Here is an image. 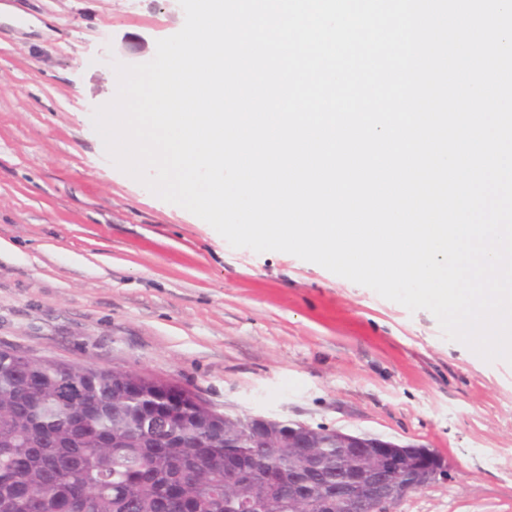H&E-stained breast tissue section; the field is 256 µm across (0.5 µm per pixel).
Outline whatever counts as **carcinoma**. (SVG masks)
<instances>
[{"label": "carcinoma", "mask_w": 512, "mask_h": 512, "mask_svg": "<svg viewBox=\"0 0 512 512\" xmlns=\"http://www.w3.org/2000/svg\"><path fill=\"white\" fill-rule=\"evenodd\" d=\"M352 470L275 429L240 439L161 379L0 350V512H303L288 476L307 475L311 502Z\"/></svg>", "instance_id": "carcinoma-1"}]
</instances>
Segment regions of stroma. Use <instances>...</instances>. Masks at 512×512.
<instances>
[{
    "mask_svg": "<svg viewBox=\"0 0 512 512\" xmlns=\"http://www.w3.org/2000/svg\"><path fill=\"white\" fill-rule=\"evenodd\" d=\"M178 0H0V349L170 381L213 409L438 454L394 512H512V363L285 252L234 248L108 157L113 63Z\"/></svg>",
    "mask_w": 512,
    "mask_h": 512,
    "instance_id": "obj_1",
    "label": "stroma"
}]
</instances>
